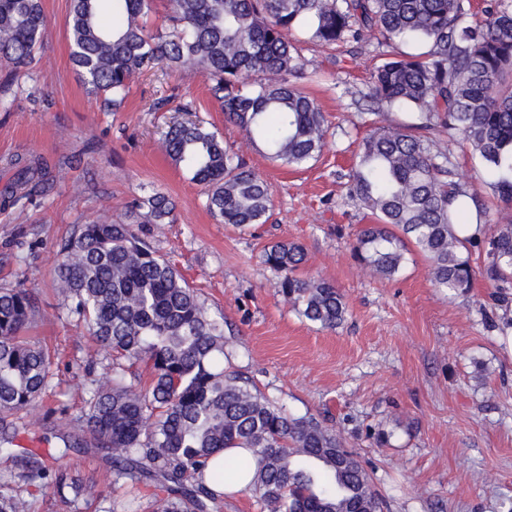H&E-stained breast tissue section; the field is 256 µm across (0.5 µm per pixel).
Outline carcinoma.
Segmentation results:
<instances>
[{
    "instance_id": "obj_1",
    "label": "carcinoma",
    "mask_w": 512,
    "mask_h": 512,
    "mask_svg": "<svg viewBox=\"0 0 512 512\" xmlns=\"http://www.w3.org/2000/svg\"><path fill=\"white\" fill-rule=\"evenodd\" d=\"M99 0H72L70 58L84 83L116 111L133 77L163 65H189L210 82L225 120L277 164L300 168L326 146L325 117L290 81L300 66L297 32L328 47L374 32L384 42L415 40L421 53L384 59L367 93L377 105L374 131L348 174L350 198L371 215L357 234L354 260L371 275L392 278L409 248L428 261L431 281L467 295L481 277L501 307L512 300V223H482L487 207L476 189L454 180L435 134L459 137L495 174L491 194L512 202V0H170L169 26L149 28L154 0H112L105 21ZM40 0H0V61L26 66L42 45ZM409 108L416 122H387ZM165 154L207 187V209L225 224H264L270 185L220 134L177 122ZM38 174L18 165L3 202L15 201ZM148 224L172 222L174 203L157 192L140 203ZM476 214L473 233L459 225ZM482 251L473 265L469 251ZM58 292L68 314L106 353L109 379L75 385L85 403L81 423L112 453V482L140 491L148 481L168 492L153 512H222L224 494L205 482L212 458L248 477L263 512H382L383 503L358 456L317 417L288 413L224 370V323L209 315L170 261L131 224L94 220L61 247ZM263 262L282 296L305 320L334 330L348 306L335 285L303 276L301 245L264 246ZM38 315L31 293L0 289V453L15 433L7 417L49 387L51 360L24 332ZM102 497L95 486L60 491ZM0 512H30L29 502L0 482Z\"/></svg>"
}]
</instances>
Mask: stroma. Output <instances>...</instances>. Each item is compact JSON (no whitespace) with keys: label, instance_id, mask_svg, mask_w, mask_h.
I'll use <instances>...</instances> for the list:
<instances>
[{"label":"stroma","instance_id":"obj_1","mask_svg":"<svg viewBox=\"0 0 512 512\" xmlns=\"http://www.w3.org/2000/svg\"><path fill=\"white\" fill-rule=\"evenodd\" d=\"M45 37L34 61L0 64V185L14 162L41 173L25 196L0 204V288L25 285L39 309L27 335L54 355L48 397L21 411L13 451L37 453L50 475L98 484L99 498L44 489L16 462L0 476L31 512H111L123 500L112 458L75 419L73 386L105 381L104 354L66 315L55 285L60 248L78 225L133 222L134 204L154 193L174 205L170 224L139 234L173 262L210 314L224 320L228 370L294 415L311 414L340 435L372 478L384 512H512V328L503 329L492 289L477 280L464 297L440 293L427 261L409 257L393 278L357 266L351 247L371 217L345 183L371 130L361 93L383 53L375 35L331 49L298 34L303 66L295 76L328 120L327 144L302 168L278 166L226 123L206 77L188 67L139 74L124 105L106 111L69 55L70 0H41ZM195 121L271 186L267 223L240 231L206 208L202 185L159 149L169 125ZM457 179L475 188L491 174L460 139L437 137ZM285 240L306 252L304 276L334 284L348 314L333 330L306 321L279 294L261 259L264 244Z\"/></svg>","mask_w":512,"mask_h":512}]
</instances>
